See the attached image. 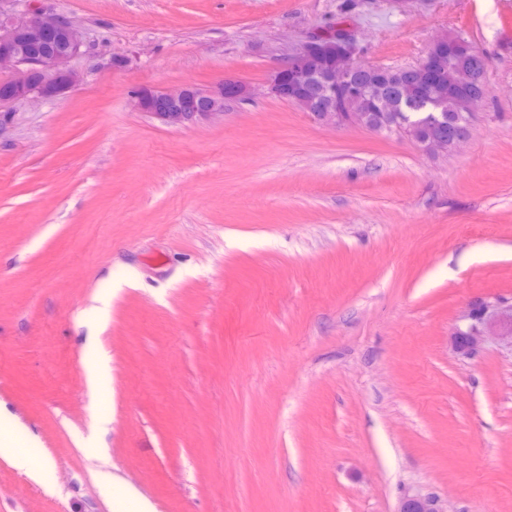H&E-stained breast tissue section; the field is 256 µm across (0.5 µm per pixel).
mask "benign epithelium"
Here are the masks:
<instances>
[{
    "mask_svg": "<svg viewBox=\"0 0 512 512\" xmlns=\"http://www.w3.org/2000/svg\"><path fill=\"white\" fill-rule=\"evenodd\" d=\"M446 32L437 33L429 44V52L415 68L434 78L443 63L432 52L448 42ZM84 42L78 29L68 20L53 13L28 9L8 12L0 6V72L9 71L12 77L0 83V103L24 99L49 100L64 96L79 81L68 67L71 58L81 52ZM372 68L359 58L354 32L344 31L339 40L323 41L310 37L273 75L265 94L293 104L323 127H365L362 116L356 112H338L330 99L336 91L356 97L360 88L352 81L355 72ZM454 79L465 98L461 122L464 131L451 137L435 134L420 142L427 151L463 149L471 136V118L480 110L486 90L471 92L475 80L469 65L456 68ZM251 89L241 81L226 77L206 88L184 85L175 89L141 88L134 92V107L165 126L190 128L224 115L228 102L249 98ZM464 320L465 327L457 328L452 342L456 352L468 356L479 350L488 337L495 336L512 345V301L472 302ZM396 512H448L439 499L430 495L403 498Z\"/></svg>",
    "mask_w": 512,
    "mask_h": 512,
    "instance_id": "benign-epithelium-1",
    "label": "benign epithelium"
}]
</instances>
